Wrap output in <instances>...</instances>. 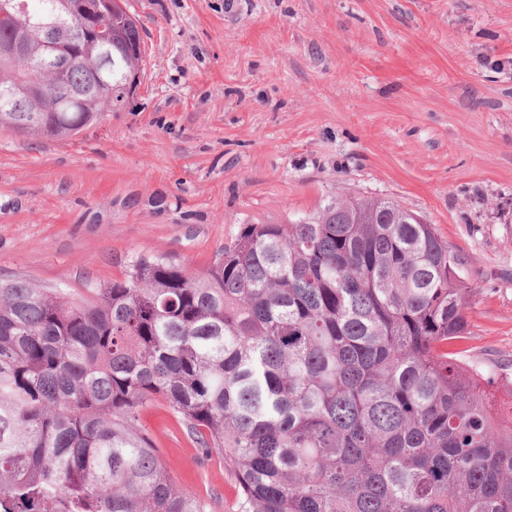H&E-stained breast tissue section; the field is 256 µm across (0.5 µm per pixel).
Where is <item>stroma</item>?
Segmentation results:
<instances>
[{
	"label": "stroma",
	"instance_id": "obj_1",
	"mask_svg": "<svg viewBox=\"0 0 512 512\" xmlns=\"http://www.w3.org/2000/svg\"><path fill=\"white\" fill-rule=\"evenodd\" d=\"M144 74L80 134L0 129V279L81 293L140 256L207 269L248 224L386 198L465 259L468 359L512 379V0H126ZM177 484L232 512L229 464L162 404Z\"/></svg>",
	"mask_w": 512,
	"mask_h": 512
}]
</instances>
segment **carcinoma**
<instances>
[{"instance_id":"1","label":"carcinoma","mask_w":512,"mask_h":512,"mask_svg":"<svg viewBox=\"0 0 512 512\" xmlns=\"http://www.w3.org/2000/svg\"><path fill=\"white\" fill-rule=\"evenodd\" d=\"M9 38L80 0H26ZM112 72L67 74L82 103L27 130L0 63V128L77 135L123 109L143 40L103 0ZM461 256L400 205L338 195L295 224H248L206 271L140 257L78 298L0 281V512H206L141 426L164 402L235 474V512H512V380L464 359Z\"/></svg>"}]
</instances>
